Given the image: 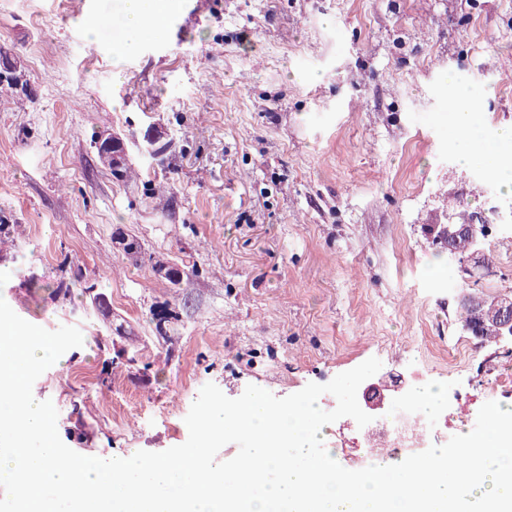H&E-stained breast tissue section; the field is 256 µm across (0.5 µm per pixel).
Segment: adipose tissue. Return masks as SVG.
Masks as SVG:
<instances>
[{"mask_svg": "<svg viewBox=\"0 0 512 512\" xmlns=\"http://www.w3.org/2000/svg\"><path fill=\"white\" fill-rule=\"evenodd\" d=\"M178 0H125V40L112 57L114 69H121L125 56L135 52L148 34L161 31L175 11Z\"/></svg>", "mask_w": 512, "mask_h": 512, "instance_id": "obj_1", "label": "adipose tissue"}]
</instances>
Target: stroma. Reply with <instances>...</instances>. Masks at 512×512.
I'll list each match as a JSON object with an SVG mask.
<instances>
[{"mask_svg":"<svg viewBox=\"0 0 512 512\" xmlns=\"http://www.w3.org/2000/svg\"><path fill=\"white\" fill-rule=\"evenodd\" d=\"M124 6L0 0V72L34 91L0 88V298L83 335L33 385L68 447L161 452L205 384L285 397L372 357L468 392L471 413L512 407L486 391L512 378V340L472 353L459 301L512 296V254L470 279L449 263L439 288L424 233L455 201L512 199L459 164L448 111L455 86L486 131L512 127V0H181L116 70ZM95 134L122 141L127 181Z\"/></svg>","mask_w":512,"mask_h":512,"instance_id":"35a3bbf8","label":"stroma"}]
</instances>
